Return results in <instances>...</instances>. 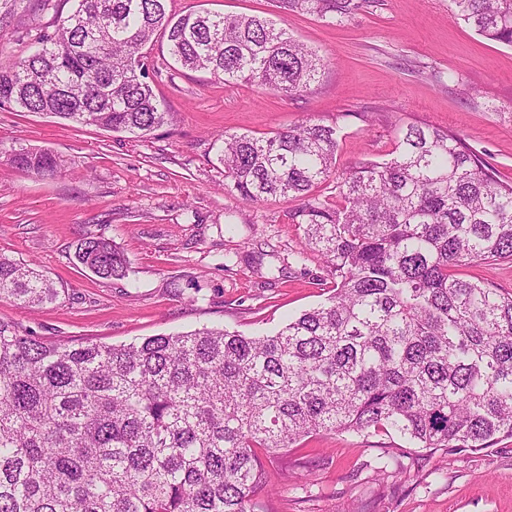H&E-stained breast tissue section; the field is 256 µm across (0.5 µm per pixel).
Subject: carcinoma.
Listing matches in <instances>:
<instances>
[{
	"label": "carcinoma",
	"instance_id": "obj_1",
	"mask_svg": "<svg viewBox=\"0 0 512 512\" xmlns=\"http://www.w3.org/2000/svg\"><path fill=\"white\" fill-rule=\"evenodd\" d=\"M36 55L0 62V107L136 138L172 119L148 82L156 35L183 68L301 95L329 57L257 15L190 12L166 0H73ZM369 0H277L283 15L341 25ZM457 18L512 46V0H452ZM337 129L307 119L271 136L224 133V190L246 203L292 197L333 294L272 335L224 327L128 344L48 342L0 319V512H253L258 451L320 431L395 434L419 448L478 451L512 438V295L456 274L512 261V182L445 129L408 124L382 161L336 173ZM6 161L40 176L45 149ZM336 181L338 202L314 194ZM75 258L126 277L112 241ZM48 276L0 254V298L56 302Z\"/></svg>",
	"mask_w": 512,
	"mask_h": 512
}]
</instances>
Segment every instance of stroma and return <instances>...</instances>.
<instances>
[{"mask_svg":"<svg viewBox=\"0 0 512 512\" xmlns=\"http://www.w3.org/2000/svg\"><path fill=\"white\" fill-rule=\"evenodd\" d=\"M167 9L282 18L332 61L308 92L290 97L181 68L156 37L151 86L175 120L143 138L0 107V152L46 148L61 163L42 177L0 162V253L63 289L38 309L2 300L1 319L48 340L120 345L212 324L268 335L326 302L333 281L288 218L297 200L248 204L225 193L218 157L227 132L259 137L306 118L336 126L341 172L386 158L397 126L429 125L457 134L512 181V47L456 20L451 0H372L340 26L282 16L274 0H167ZM51 19L0 0V59L33 52L37 28ZM89 232L124 253L126 277L101 279L75 260ZM387 452L400 474L377 473ZM263 462L267 487L255 512H512V438L459 452L327 432Z\"/></svg>","mask_w":512,"mask_h":512,"instance_id":"stroma-1","label":"stroma"}]
</instances>
